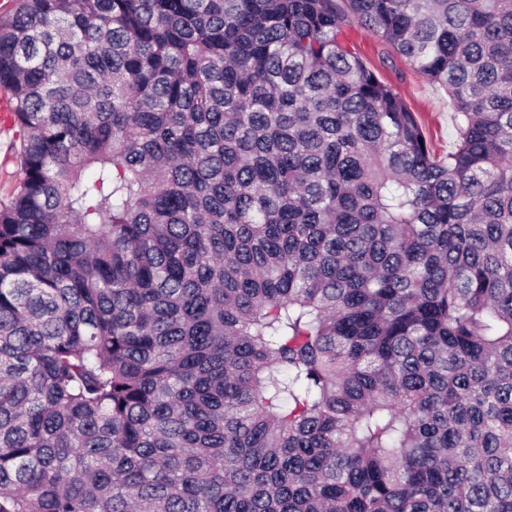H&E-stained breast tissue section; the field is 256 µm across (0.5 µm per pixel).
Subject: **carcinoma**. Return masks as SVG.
I'll return each mask as SVG.
<instances>
[{
	"label": "carcinoma",
	"mask_w": 512,
	"mask_h": 512,
	"mask_svg": "<svg viewBox=\"0 0 512 512\" xmlns=\"http://www.w3.org/2000/svg\"><path fill=\"white\" fill-rule=\"evenodd\" d=\"M0 90V512H512V0H9ZM344 34L369 69L416 112L434 152L439 156L448 154L455 130L454 109L447 91L418 72L373 30L347 18ZM6 94L0 91V201L10 198L20 174L12 159V145L15 129L11 122L10 112L4 110Z\"/></svg>",
	"instance_id": "1"
}]
</instances>
